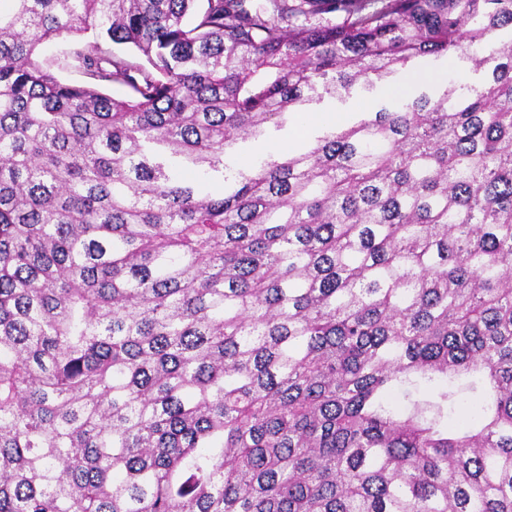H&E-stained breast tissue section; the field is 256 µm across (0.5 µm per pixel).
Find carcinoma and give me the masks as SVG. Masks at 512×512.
<instances>
[{
	"instance_id": "carcinoma-1",
	"label": "carcinoma",
	"mask_w": 512,
	"mask_h": 512,
	"mask_svg": "<svg viewBox=\"0 0 512 512\" xmlns=\"http://www.w3.org/2000/svg\"><path fill=\"white\" fill-rule=\"evenodd\" d=\"M10 2L0 512H512V38L483 85L229 163L512 0Z\"/></svg>"
}]
</instances>
